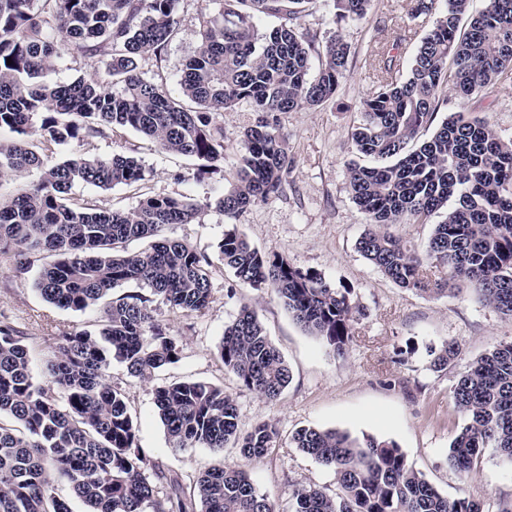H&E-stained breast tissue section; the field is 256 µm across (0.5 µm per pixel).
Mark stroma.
Segmentation results:
<instances>
[{
    "label": "stroma",
    "instance_id": "obj_1",
    "mask_svg": "<svg viewBox=\"0 0 512 512\" xmlns=\"http://www.w3.org/2000/svg\"><path fill=\"white\" fill-rule=\"evenodd\" d=\"M202 0H180L181 32L162 61H148V77L178 94L182 68L195 48L194 32ZM218 10V0L207 4ZM412 0H372L365 20L337 25L332 0H315L299 20L316 44L342 36L351 47L348 67L334 97L320 106L281 114L288 135L292 167L283 193L253 205L229 219L209 202L234 182L243 152L242 136L255 119L249 102L239 103L217 119L224 130V165L220 172L201 175L196 161L159 150L130 129L55 146L53 159L74 155L137 158L144 170L141 191L117 185L108 190L78 186L77 196L107 209L128 211L142 195L187 198L202 209L189 224H173L165 234L207 250L212 256L211 303L202 313L184 315L156 301L155 316L170 335L182 341L178 363L154 373L149 381L130 378L121 364L111 369L114 385L124 388L138 424L139 443L157 469L177 473L191 488L205 468L224 461L243 463L255 486L273 500L279 512H291L295 488L315 485L337 491L332 471L295 448L293 433L302 427L336 429L351 437L371 436L398 444L407 462L442 495L467 493L483 502L484 512L512 506V462L491 448L475 460L468 478L448 465V448L465 418L453 403L450 389L468 365L497 343L512 339V318L485 305L471 288L448 295L420 294L385 277L357 249L366 225L353 202L348 167L357 156L351 132L361 118V104L376 79L368 58L389 50L402 37L406 56H413L434 26L436 14L411 18ZM468 109L488 117L503 140L512 139V81L474 95ZM244 235L265 253H278L301 269L321 272L327 280L352 291L363 310L354 324V342L346 356L335 355L304 331L270 290L242 285L222 261L216 246L225 233ZM10 259L0 256V320L24 331L33 374L42 378L50 338L56 329L96 330L100 313L63 310L45 302L34 290L38 266L14 277ZM255 307L265 330L284 356L292 380L281 398L265 401L240 386L218 357L225 326L242 306ZM457 341L460 354L443 372L434 371V350ZM183 380L223 386L235 400L239 426L258 421L276 424L279 438L267 456L242 461L238 449L217 455L206 448H176L169 441L154 404L156 388Z\"/></svg>",
    "mask_w": 512,
    "mask_h": 512
}]
</instances>
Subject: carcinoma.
<instances>
[{"label": "carcinoma", "instance_id": "1", "mask_svg": "<svg viewBox=\"0 0 512 512\" xmlns=\"http://www.w3.org/2000/svg\"><path fill=\"white\" fill-rule=\"evenodd\" d=\"M313 2L222 0L218 14L202 11L175 97L145 77L142 62L160 61L179 34L178 0H0V129L17 134L0 140V182H22L0 196V251L13 253L17 277L29 272L30 257H42L34 288L44 301L101 312L97 331L51 337L41 382L24 333L0 323V512H72V498L86 512H276L236 464L208 468L190 494L176 476L153 470L127 393L109 381L114 361L139 381L179 361L182 342L155 318L156 298L185 315L209 307L208 253L163 235L171 224L195 220L201 205L148 196L130 211L100 208L74 197L73 188L137 187L141 164L124 155L53 161L46 151L127 128L163 152L195 160L201 173L216 171L224 131L215 118L248 100L258 119L244 133L236 181L207 206L233 218L278 195L292 164L279 114L330 99L351 53L341 37L331 39L318 73L310 74L314 45L297 19ZM444 4L408 72L401 54L380 56L351 134L356 151L373 160L350 167L352 199L367 223L358 249L401 288L438 295L469 285L512 316V141L465 112L420 139L445 89L468 98L512 79V0H486L476 15L470 0ZM370 7L371 0H334L336 24L362 21ZM260 14L280 24L260 36ZM64 53L87 60L90 76L44 82ZM442 209L445 220L421 254L382 230ZM146 238V249L126 250ZM217 252L242 284L270 289L305 330L337 354L347 352L358 313L350 289L262 253L236 232L225 234ZM458 354L457 343L443 345L433 370L448 369ZM218 355L243 387L269 402L292 379L247 305L225 326ZM452 398L466 422L448 448V465L466 476L486 448L512 461V341L474 359L456 378ZM155 406L177 448L221 452L231 442L242 458L256 460L278 437L266 420L240 435L234 399L206 382L159 387ZM292 440L333 471L338 487L334 495L311 485L296 489L293 512H483L465 492L443 496L393 441L360 442L314 427L296 430ZM156 480L170 492L158 496Z\"/></svg>", "mask_w": 512, "mask_h": 512}]
</instances>
